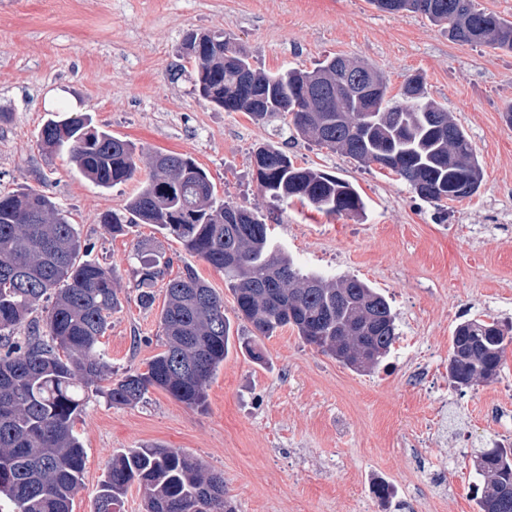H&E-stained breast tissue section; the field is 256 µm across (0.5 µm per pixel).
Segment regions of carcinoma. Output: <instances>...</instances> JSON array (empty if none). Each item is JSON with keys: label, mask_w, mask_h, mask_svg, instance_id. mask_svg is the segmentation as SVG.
<instances>
[{"label": "carcinoma", "mask_w": 512, "mask_h": 512, "mask_svg": "<svg viewBox=\"0 0 512 512\" xmlns=\"http://www.w3.org/2000/svg\"><path fill=\"white\" fill-rule=\"evenodd\" d=\"M388 13H420L448 25L454 42L512 53V21L476 0H370ZM182 52L194 62L193 91L226 112L258 121H281L322 148L361 164L386 159L392 173L432 203L461 201L477 192L482 168L464 129L427 96L424 81L403 82L398 98L388 83L374 93L343 80L353 59L335 55L311 70L266 74L249 62L222 32L201 34ZM321 84L307 100L304 90ZM374 98L372 104L366 99ZM40 146L67 150L79 172L110 189L137 172V147L90 124L82 114L48 118ZM259 190L286 203L297 199L327 215H353L365 204L346 180L299 167L282 150L264 146L254 154ZM177 238L186 251L224 273L234 313L254 329L242 342L256 362L265 360L255 338L290 326L306 343L356 370L366 371L391 352L398 336L386 297L355 276L326 277L304 271L273 243L268 225L242 206L217 198L203 169L177 153L155 152L150 172L124 212L107 211L100 223L125 231L124 213ZM135 288L152 306L151 288L164 279L171 260L140 257ZM117 276L90 257L80 230L51 197L33 187L0 194V494L11 512H72L82 485L85 455L75 435L86 392L104 390L114 405L132 406L151 388L189 408L206 404V388L230 347L231 322L224 301L188 267L168 280L159 323L164 349L143 372L112 379L101 338L121 304ZM44 302L45 331L29 330ZM512 328L475 318L452 336L448 378L457 388L498 377ZM483 480L479 512H512V446L496 443L476 456ZM143 489L144 512H233L224 499V476L178 448H130L112 458L96 493L94 512L122 508L128 488Z\"/></svg>", "instance_id": "carcinoma-1"}]
</instances>
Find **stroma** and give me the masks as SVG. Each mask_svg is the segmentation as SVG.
Segmentation results:
<instances>
[{"mask_svg":"<svg viewBox=\"0 0 512 512\" xmlns=\"http://www.w3.org/2000/svg\"><path fill=\"white\" fill-rule=\"evenodd\" d=\"M224 30L254 68L311 69L347 55L376 67L397 94L412 74L471 139L483 170L470 198L427 202L389 170L362 166L275 123L213 107L193 91L187 34ZM76 102L94 126L143 148L132 179L106 190L37 135L52 108ZM512 53L449 40L424 15L387 13L368 0H0V191L42 189L103 266L115 270L121 308L105 337L113 378L145 370L162 351L164 287L142 307L131 287L136 249L197 273L233 310L224 275L154 225L108 232L101 214L122 209L148 172V156L174 152L201 167L225 203L258 212L271 237L306 270L358 277L397 316L399 338L369 372L351 370L292 328L263 339L254 363L235 340L207 387L208 406L187 408L152 389L133 406L90 393L75 423L85 452L73 512H93L113 455L178 448L224 476L235 512H477L474 459L490 439H512V347L498 379L454 389L448 351L457 323L512 322ZM296 165L352 183L357 215L309 204L273 207L253 176L260 146ZM388 483L389 502L371 488Z\"/></svg>","mask_w":512,"mask_h":512,"instance_id":"obj_1","label":"stroma"}]
</instances>
